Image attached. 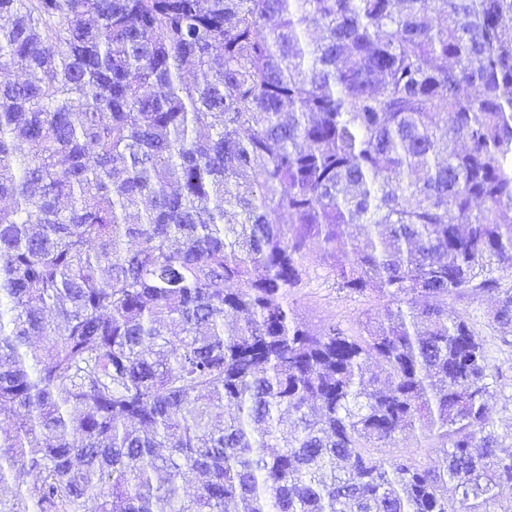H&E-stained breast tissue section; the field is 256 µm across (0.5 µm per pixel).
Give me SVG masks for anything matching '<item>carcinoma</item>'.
<instances>
[{"mask_svg": "<svg viewBox=\"0 0 512 512\" xmlns=\"http://www.w3.org/2000/svg\"><path fill=\"white\" fill-rule=\"evenodd\" d=\"M507 16L0 0V512H512L448 309L512 347ZM315 249L357 330L288 302Z\"/></svg>", "mask_w": 512, "mask_h": 512, "instance_id": "obj_1", "label": "carcinoma"}]
</instances>
